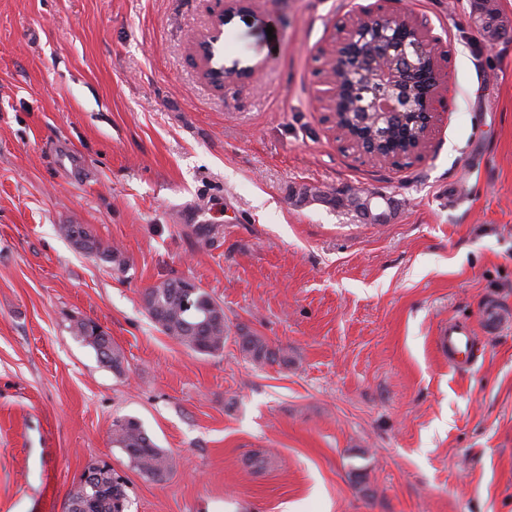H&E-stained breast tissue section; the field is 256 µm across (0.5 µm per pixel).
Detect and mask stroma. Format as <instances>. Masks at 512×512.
<instances>
[{"instance_id": "stroma-1", "label": "stroma", "mask_w": 512, "mask_h": 512, "mask_svg": "<svg viewBox=\"0 0 512 512\" xmlns=\"http://www.w3.org/2000/svg\"><path fill=\"white\" fill-rule=\"evenodd\" d=\"M376 4L441 39L438 121L402 167L346 149L323 96L324 52ZM226 6L0 0V512H66L98 460L126 512H512V328L480 324L512 313V0H242L221 53L254 74L216 84L195 37ZM353 193L394 200L389 222ZM174 278L223 305V352L151 321ZM451 320L475 336L463 369L436 344ZM245 332L284 361L254 364ZM127 416L166 480L113 447ZM59 232L63 235L76 249L86 253L99 256L106 262H114V257L118 252L112 249L111 246L105 245L101 240L96 238L87 228L79 224H63L59 227ZM83 233L87 239L84 248L79 249L76 247L74 237L76 234ZM482 324L487 335H495L511 327V317L495 301H488L482 310ZM71 333L90 346L100 361L116 372L123 369V355L112 344L111 336L93 320L74 319L70 325ZM112 444L120 448L129 463L141 475L153 480L163 479L173 468V457L155 443L136 417L112 422Z\"/></svg>"}]
</instances>
